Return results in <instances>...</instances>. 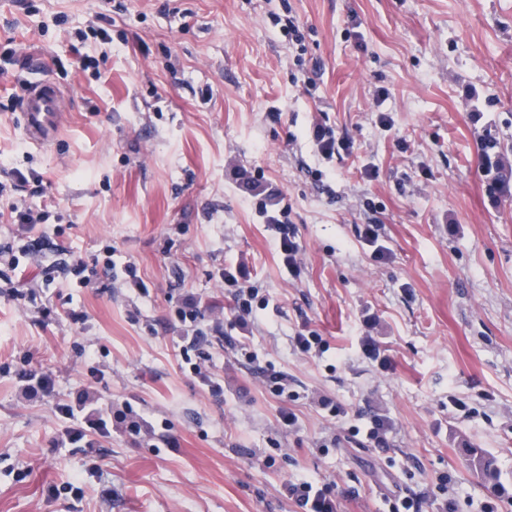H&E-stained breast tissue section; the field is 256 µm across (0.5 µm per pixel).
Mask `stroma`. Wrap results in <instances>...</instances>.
<instances>
[{
    "label": "stroma",
    "instance_id": "35a3bbf8",
    "mask_svg": "<svg viewBox=\"0 0 512 512\" xmlns=\"http://www.w3.org/2000/svg\"><path fill=\"white\" fill-rule=\"evenodd\" d=\"M37 62L70 94L43 149L20 111ZM488 127L512 140V0H0V157L45 188L27 229L0 173V512H300L303 473L336 512L399 493L512 512V200L485 192ZM255 181L288 199L296 269ZM239 264L268 306L190 345L179 302L225 311ZM84 393L106 430L68 412ZM471 443L498 485L463 466Z\"/></svg>",
    "mask_w": 512,
    "mask_h": 512
}]
</instances>
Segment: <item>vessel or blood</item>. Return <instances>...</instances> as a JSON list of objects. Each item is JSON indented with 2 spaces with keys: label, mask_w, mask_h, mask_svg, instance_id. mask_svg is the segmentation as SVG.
Here are the masks:
<instances>
[{
  "label": "vessel or blood",
  "mask_w": 512,
  "mask_h": 512,
  "mask_svg": "<svg viewBox=\"0 0 512 512\" xmlns=\"http://www.w3.org/2000/svg\"><path fill=\"white\" fill-rule=\"evenodd\" d=\"M63 98V92L50 79L31 81L23 99V121L33 145H50L63 120Z\"/></svg>",
  "instance_id": "1"
}]
</instances>
